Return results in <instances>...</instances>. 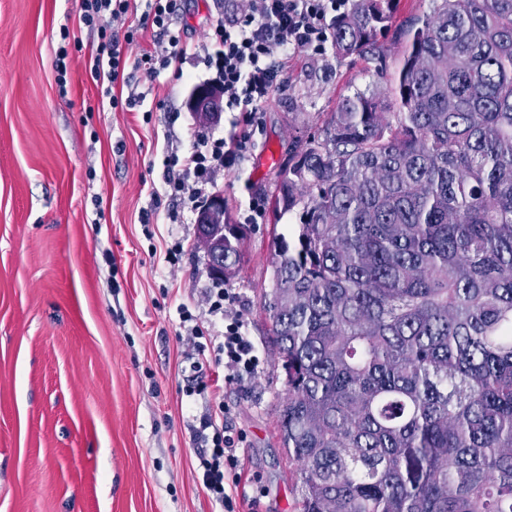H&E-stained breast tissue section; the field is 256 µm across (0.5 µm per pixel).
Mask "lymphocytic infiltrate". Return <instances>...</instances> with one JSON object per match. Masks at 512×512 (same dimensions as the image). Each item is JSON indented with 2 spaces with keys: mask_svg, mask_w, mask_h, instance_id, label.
Wrapping results in <instances>:
<instances>
[{
  "mask_svg": "<svg viewBox=\"0 0 512 512\" xmlns=\"http://www.w3.org/2000/svg\"><path fill=\"white\" fill-rule=\"evenodd\" d=\"M350 0H224V17L212 23L208 52L182 37L178 27V0H145L138 28L127 27L130 0H81L80 20L97 36L88 56L92 80L102 97L123 80L127 67L141 70L156 80L164 70L181 66L187 59L202 57L212 77L210 86L222 88L224 106L240 113L250 123L267 100L279 91L289 55L304 52L320 55L328 40V19L346 14ZM153 30L154 47L128 59L126 45L140 30ZM245 136L207 140L200 147L168 158L178 166L177 176L168 179L173 196L205 197L212 177L241 155ZM216 352L224 359L225 381L253 376L261 362L259 352L243 331V323L232 319L224 326V340ZM227 407L204 415L193 427V439L200 450L197 472L203 490L223 512H238L240 483L237 448L245 436L226 422Z\"/></svg>",
  "mask_w": 512,
  "mask_h": 512,
  "instance_id": "lymphocytic-infiltrate-1",
  "label": "lymphocytic infiltrate"
}]
</instances>
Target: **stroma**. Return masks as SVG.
I'll return each instance as SVG.
<instances>
[{
  "mask_svg": "<svg viewBox=\"0 0 512 512\" xmlns=\"http://www.w3.org/2000/svg\"><path fill=\"white\" fill-rule=\"evenodd\" d=\"M431 7L396 0L382 59L330 48L290 58L213 187L245 233L240 267L220 283L196 212L168 196L165 159L243 133L236 113L199 121L186 107L191 85L170 69L153 81L136 74L122 103H104L78 0H0V512H219L197 478L191 427L220 402L246 435L241 512H301L300 466L280 435L287 380L262 308L290 222L271 199L297 140L343 96L389 89L406 26ZM223 13L224 0H184L181 25L202 44ZM64 28L84 49L62 59ZM132 91L142 105H126ZM219 284L235 294L232 313L262 363L231 384L223 364L204 367L209 389L190 397L197 376L181 315L222 332L204 303Z\"/></svg>",
  "mask_w": 512,
  "mask_h": 512,
  "instance_id": "35a3bbf8",
  "label": "stroma"
}]
</instances>
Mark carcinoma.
<instances>
[{
	"label": "carcinoma",
	"mask_w": 512,
	"mask_h": 512,
	"mask_svg": "<svg viewBox=\"0 0 512 512\" xmlns=\"http://www.w3.org/2000/svg\"><path fill=\"white\" fill-rule=\"evenodd\" d=\"M432 2L392 93L341 98L274 195L302 512H512V0ZM394 3L354 0L336 55L382 53Z\"/></svg>",
	"instance_id": "cac0c4a2"
}]
</instances>
